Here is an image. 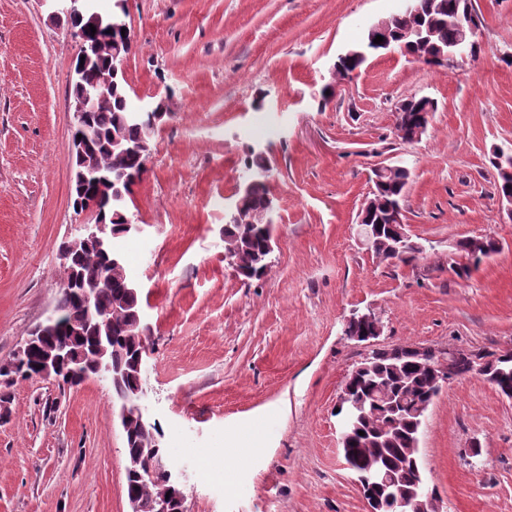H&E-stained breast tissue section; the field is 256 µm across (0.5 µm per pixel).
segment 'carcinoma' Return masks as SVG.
Masks as SVG:
<instances>
[{
	"instance_id": "obj_1",
	"label": "carcinoma",
	"mask_w": 512,
	"mask_h": 512,
	"mask_svg": "<svg viewBox=\"0 0 512 512\" xmlns=\"http://www.w3.org/2000/svg\"><path fill=\"white\" fill-rule=\"evenodd\" d=\"M418 4L420 11L417 13L397 12L381 19V25L373 35H380L383 40L396 46H405V51L428 66L442 67L444 63L440 56L448 51V42L455 39L459 27L470 25L479 29V16L473 0H418ZM109 64L104 54L86 64L80 78L73 84L72 94L101 83L103 71ZM126 85L123 75H118L87 120L90 159L112 179L135 170L143 172L141 162L135 156L121 152V149L137 145L143 148L144 157L147 158L155 132L153 117L156 113L135 111L130 105ZM428 107H435L434 102L415 97L409 100L406 114L396 123L402 141L413 142L415 129L421 120L420 113ZM248 167L253 170L255 183L246 193L238 194L239 206L234 217L228 218L224 224V251L235 262L239 275L251 279L268 238L265 213L270 193L262 180V173L267 169L262 155H251ZM409 182L410 172L402 168L383 178L376 186L377 207L368 220L371 224L379 222L383 225L372 251L384 261L390 256L391 238L395 235L394 228L387 221V207L393 202H403ZM129 193L128 187L124 186L122 193L111 194L109 201L102 204L99 219L107 225L111 240L125 235L124 225L128 218L125 203ZM496 249V244L490 240L477 248L471 241L460 243L459 252L470 261L463 267L464 272L478 266L483 257ZM71 265L80 277L81 287L94 289L91 303L87 305L76 300L71 289L63 287L56 308L77 335L50 334L40 341L37 351L51 349L63 341L72 354L87 365L86 376H97L99 372L94 352L97 337L110 336L109 360L113 365H121L126 372L124 388L134 390L143 387L133 360L141 345L148 342V336L147 331L133 326L134 315L140 312V304L139 296L129 292L132 281L127 275L125 256L110 244L102 249L81 246L74 252ZM108 310L112 311V320L96 325L95 314ZM447 362L450 377L469 375L467 351L458 350L448 354ZM487 376L499 390L512 388V357H493ZM348 380L351 397L341 411L352 413L353 426L347 448L353 466L377 482L381 481V472L387 469L396 473L403 487H412L423 481L421 468L405 465L403 461L409 459L412 448L417 445L420 408L434 391V377L427 369L409 359L393 364L389 358L382 356L375 360L371 370L351 375ZM399 397L403 398L401 413L393 414L387 409V404ZM361 431L365 435H359ZM380 434L390 437L383 446L375 443V438ZM160 438L159 429L145 433L135 424L132 438L126 442L125 455L141 456L155 446L161 452ZM166 493L173 497L177 489L160 476L126 475L128 495L151 499Z\"/></svg>"
}]
</instances>
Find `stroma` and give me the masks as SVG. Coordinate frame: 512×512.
Masks as SVG:
<instances>
[{
	"label": "stroma",
	"mask_w": 512,
	"mask_h": 512,
	"mask_svg": "<svg viewBox=\"0 0 512 512\" xmlns=\"http://www.w3.org/2000/svg\"><path fill=\"white\" fill-rule=\"evenodd\" d=\"M474 4L476 57L435 69L396 50L339 84L338 55L400 0H128L130 100L169 113L126 198L144 230L114 246L150 328L142 404L187 512H368L334 414L372 348L345 335L350 310L381 315V347L512 351V219L492 164L512 149V0ZM48 15L43 0H0V363L55 307L58 247L93 219L73 208L78 47ZM422 96L428 129L402 142L395 109ZM254 151L272 169L277 247L246 280L224 223ZM382 161L411 173L406 231L424 251L409 265L357 238ZM467 237L498 249L465 276L453 246ZM5 393L0 512H128L107 381L17 379ZM419 457L442 512H512V399L450 380Z\"/></svg>",
	"instance_id": "obj_1"
}]
</instances>
